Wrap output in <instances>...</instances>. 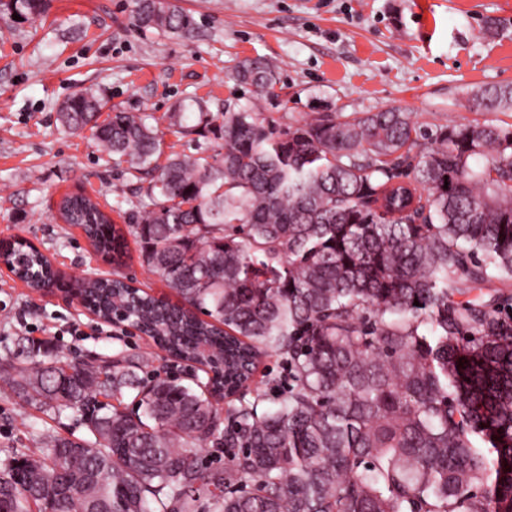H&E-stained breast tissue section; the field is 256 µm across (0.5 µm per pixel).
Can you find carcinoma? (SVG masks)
Masks as SVG:
<instances>
[{
  "mask_svg": "<svg viewBox=\"0 0 512 512\" xmlns=\"http://www.w3.org/2000/svg\"><path fill=\"white\" fill-rule=\"evenodd\" d=\"M0 6L29 21L46 2ZM134 18L176 36L196 26L162 0H135ZM236 76L260 97L277 83L259 58ZM105 107L86 89L58 119L127 164L136 187L117 207L185 305L124 277L83 294L103 315L119 299L174 361L213 375L141 377L138 354L95 367L30 347L18 394L77 410L91 437L49 436L46 456L0 462V512H512V290L471 296L512 281V124L430 134L390 107L281 125L228 105L224 153L166 156L149 115L102 120ZM468 108L512 112V86L477 88ZM173 117L213 123L200 101ZM59 210L121 257L124 233L98 202L69 194ZM269 352L288 368L274 410L243 371ZM204 448L227 461L203 463Z\"/></svg>",
  "mask_w": 512,
  "mask_h": 512,
  "instance_id": "obj_1",
  "label": "carcinoma"
}]
</instances>
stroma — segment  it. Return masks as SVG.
I'll return each mask as SVG.
<instances>
[{
    "instance_id": "obj_1",
    "label": "stroma",
    "mask_w": 512,
    "mask_h": 512,
    "mask_svg": "<svg viewBox=\"0 0 512 512\" xmlns=\"http://www.w3.org/2000/svg\"><path fill=\"white\" fill-rule=\"evenodd\" d=\"M196 28L180 37L138 27L134 0H48L42 17L0 19V240L34 243L62 281L121 275L151 295L180 296L143 266L133 235L120 262L94 255L58 211L62 196L83 192L102 206L128 184L91 130L73 134L57 119L60 104L94 89L108 107L144 112L163 133L164 152L214 155L213 128L171 127L178 104L205 99L212 115L225 104L260 108L289 124L315 116L398 106L429 130L466 119L512 123V112L473 114L472 89L512 84V0H170ZM495 19L498 33L482 29ZM278 66L273 95L256 99L235 77L240 61ZM39 343L67 363L141 353L154 368L166 351L152 339L90 318L64 291L37 294L0 265V358ZM88 437L78 412H43L0 375V461L15 451L46 452L45 436Z\"/></svg>"
}]
</instances>
